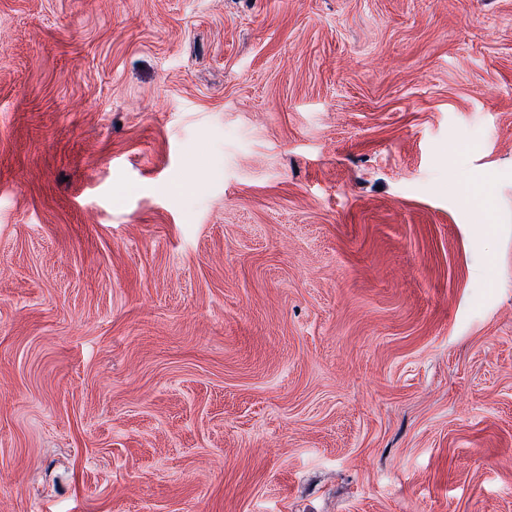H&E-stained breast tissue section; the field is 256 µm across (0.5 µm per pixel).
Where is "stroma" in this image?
I'll return each mask as SVG.
<instances>
[{
    "label": "stroma",
    "mask_w": 512,
    "mask_h": 512,
    "mask_svg": "<svg viewBox=\"0 0 512 512\" xmlns=\"http://www.w3.org/2000/svg\"><path fill=\"white\" fill-rule=\"evenodd\" d=\"M0 512H512V0H0Z\"/></svg>",
    "instance_id": "35a3bbf8"
}]
</instances>
